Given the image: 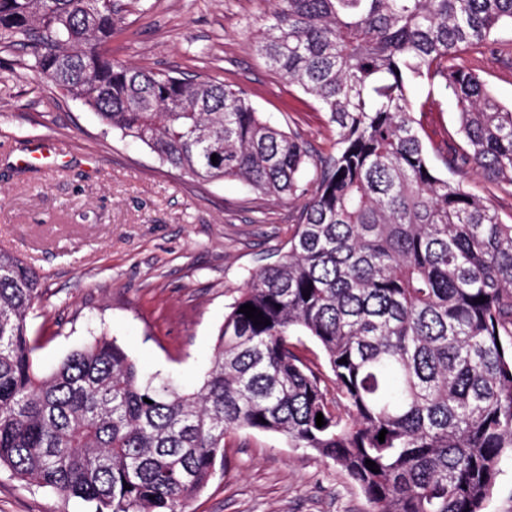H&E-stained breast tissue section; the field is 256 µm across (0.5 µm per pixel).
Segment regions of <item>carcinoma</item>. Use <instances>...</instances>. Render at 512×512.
<instances>
[{"label": "carcinoma", "instance_id": "carcinoma-1", "mask_svg": "<svg viewBox=\"0 0 512 512\" xmlns=\"http://www.w3.org/2000/svg\"><path fill=\"white\" fill-rule=\"evenodd\" d=\"M139 6L0 0V49L176 171L304 199L301 221L229 305L191 392L142 379L105 333L40 372L41 283L0 249V467L95 512H186L228 432H273L340 465L374 512H483L512 455V224L437 172L410 93L438 79L458 100L465 146L445 168L512 186V108L451 63L512 27V0H271L256 48L336 127L317 157L241 89L105 55Z\"/></svg>", "mask_w": 512, "mask_h": 512}]
</instances>
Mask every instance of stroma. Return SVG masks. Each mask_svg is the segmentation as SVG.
Returning <instances> with one entry per match:
<instances>
[{"label": "stroma", "instance_id": "35a3bbf8", "mask_svg": "<svg viewBox=\"0 0 512 512\" xmlns=\"http://www.w3.org/2000/svg\"><path fill=\"white\" fill-rule=\"evenodd\" d=\"M106 46L109 56L159 73L210 76L243 89L261 117L329 153L336 133L317 101L268 66L254 36L266 0H144ZM494 98L512 106V29L461 52ZM416 130L434 164L462 145L459 108L441 83L413 94ZM452 180L512 224V187L475 173ZM302 204L234 180L201 182L162 165L144 145L105 129L0 51V248L40 277L28 318L34 360L55 367L100 334L144 377L200 385L219 328L250 271L284 249ZM0 512H94L93 504L0 469ZM187 512H371L333 462L274 433L228 435L224 459Z\"/></svg>", "mask_w": 512, "mask_h": 512}]
</instances>
